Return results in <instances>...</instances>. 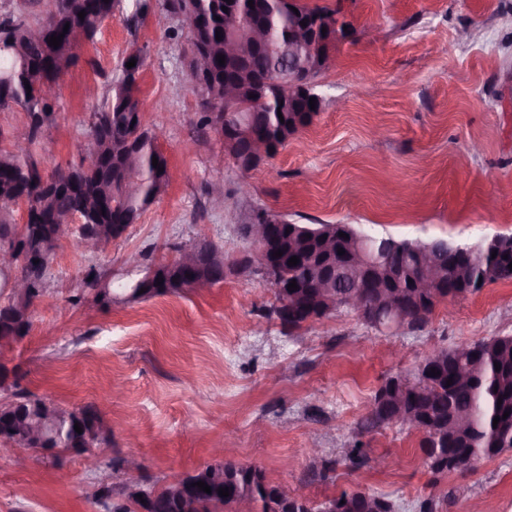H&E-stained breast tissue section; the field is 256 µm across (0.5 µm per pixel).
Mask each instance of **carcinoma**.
I'll use <instances>...</instances> for the list:
<instances>
[{
  "mask_svg": "<svg viewBox=\"0 0 512 512\" xmlns=\"http://www.w3.org/2000/svg\"><path fill=\"white\" fill-rule=\"evenodd\" d=\"M162 10L169 13L175 8L200 18L208 33L213 65V79L200 88L208 98V107L200 110L199 124L215 129L212 114L224 111V77L239 80L246 89L240 102L250 105L248 112H233L230 121L239 124L250 121L254 137L258 140L272 138L274 151L288 139L309 127L318 111L310 109L309 99L317 96L314 89L309 95L288 104L283 80L288 73V57L278 56L288 42V33L305 20L330 19L342 13L341 6L334 8L311 6L302 0H239L242 11L226 14L222 10L224 0H160ZM115 0H53L48 14L56 18V25L45 27V16L34 22L12 13L0 19V26L12 31L7 39H0V111L14 105L24 108L28 116L50 112L51 106L43 100L39 90L46 84H54L77 60L76 50L80 38H90L97 26L112 17ZM85 12L79 18V12ZM256 22L267 33V42L257 48L242 65H220L217 56L224 54V40L216 39V30L243 32L251 22ZM63 35L61 44L49 45L53 35ZM336 51V43L322 36L315 47L319 65H325ZM31 90H26L25 85ZM262 87L265 100L251 104L249 90ZM136 82L128 74L112 84V94L101 111L94 113L93 120L100 122L97 141L105 162L112 169L121 170V178L112 186L111 203L105 213L89 209L90 196L96 191L102 173L84 170L80 166L58 169L53 176L66 175L77 181V187L60 186L53 182L42 186L43 176L32 158L31 145L39 142L42 130L29 129L28 148L15 153L0 148V197L27 194L30 221L18 226L10 221L11 209L0 207V247L13 245L22 237L25 260H35L48 268L59 247L56 218L71 216L79 219L72 235L81 237L86 230L106 231L104 244L121 237V232L138 222L144 211L164 191L169 175L152 165V158L166 160L158 143L138 132L128 116V102L134 96ZM271 228L275 231L270 246L273 248L295 247L302 256L294 266L287 264L281 269L288 280L296 281L297 312L285 317L281 313L282 298L275 296L277 305L272 313L281 325L298 329L307 321L310 312L321 319L338 309L352 310L347 295L368 280H378L391 290L400 293L411 291L409 280L414 278V262L417 255L415 241L403 239L393 255V262L404 268L405 276L393 277L382 265H370L360 271H352L343 265L338 249L348 250L357 245L361 230L351 224H296L281 214L272 213ZM343 232L348 238H337V249L329 255L322 251V240L329 231ZM497 255H492V252ZM442 278L446 288L433 302L412 305L421 308L409 324L420 326L426 322L436 305L445 300L464 298L481 291L485 286L498 282H512V235H496L475 246L448 243V252L438 256ZM332 275L333 288L324 292L316 287L324 274ZM189 271L174 260L159 272L155 281H142L132 275L122 291L133 299L147 300L157 296L175 294L183 290ZM214 286L224 281V257L212 262L209 269L201 272ZM88 276L87 292L103 307L112 304V288H101L104 278L95 271ZM145 292H140V289ZM43 295V283L35 281L25 297L12 293L0 296V348L20 342L32 325L33 306ZM500 363L495 370L494 363ZM433 368L435 376L414 370L413 378L401 383L392 377L375 393L365 428L388 426L392 417L404 411L418 421L413 430L422 433L421 449L425 464L435 479L464 466L473 471L485 460L512 449V335L480 339L439 351ZM465 369L470 383L460 385L457 372ZM8 370L0 366V388L12 392L13 401L0 407V438L18 443L22 447L34 446L31 438L32 423L45 412H59L48 425L39 447L49 453L57 450L83 453L109 443L99 429L102 417L91 405L67 408L36 394L19 388L18 382L6 383ZM452 384H447V380ZM508 417H503L504 412ZM498 424H493L494 418ZM82 428L77 433L74 425ZM192 480H203L210 485L211 493L199 492L196 496L184 491ZM229 488V496L219 495V489ZM245 496L262 502L260 512H324L326 504L305 508L281 490L280 486L267 481L264 472L254 466L237 464L226 468L219 462L205 463L182 478L158 489V496L151 512H224L227 506H238V499ZM338 512H395V503L387 496L369 491H344L332 498Z\"/></svg>",
  "mask_w": 512,
  "mask_h": 512,
  "instance_id": "obj_1",
  "label": "carcinoma"
}]
</instances>
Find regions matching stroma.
<instances>
[{"label": "stroma", "mask_w": 512, "mask_h": 512, "mask_svg": "<svg viewBox=\"0 0 512 512\" xmlns=\"http://www.w3.org/2000/svg\"><path fill=\"white\" fill-rule=\"evenodd\" d=\"M342 3L354 41L314 79L313 124L276 156L244 171L211 165L224 150L200 130L187 37L158 0H119L82 40L59 79L53 120L34 158L43 172L78 163L131 48L146 61L137 98L163 128L165 191L105 250L62 240L47 301L29 334L0 350L21 388L55 403H98L112 422L102 463L145 462L139 481L161 487L231 442L267 479L323 502L344 491L388 496L399 512L431 498L436 512H512V450L471 473L433 480L419 432L365 429L376 390L411 374L427 352L512 334V283L436 306L420 328L378 331L337 311L302 329L272 316V285L239 269L252 245L239 228L265 208L301 224H353L397 239L476 244L512 234V0H306ZM249 193H241L242 183ZM216 242L233 265L222 283L105 308L83 295V272L120 279L129 253L169 262L195 239ZM360 446L363 465L343 458ZM395 464L379 470L376 460ZM82 455L0 458V512H104Z\"/></svg>", "instance_id": "stroma-1"}]
</instances>
